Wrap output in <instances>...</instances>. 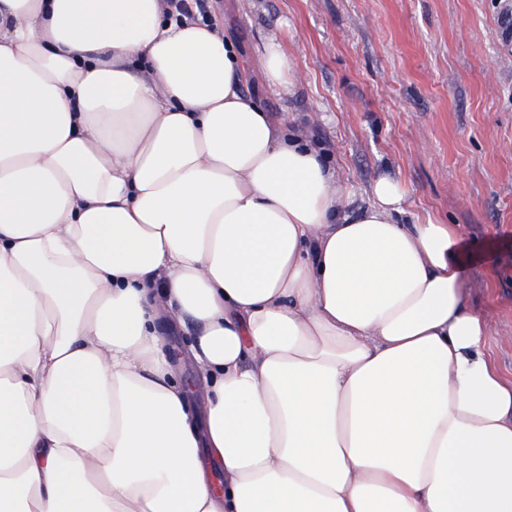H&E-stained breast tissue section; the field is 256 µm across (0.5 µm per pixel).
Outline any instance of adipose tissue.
Listing matches in <instances>:
<instances>
[{
  "label": "adipose tissue",
  "instance_id": "ef3b65f1",
  "mask_svg": "<svg viewBox=\"0 0 512 512\" xmlns=\"http://www.w3.org/2000/svg\"><path fill=\"white\" fill-rule=\"evenodd\" d=\"M246 79L167 0H0V512H512L451 225ZM168 341L169 346L171 348H179L182 351V354L187 353V349L189 344L191 343L192 336H188L185 332L182 331V328L179 326H174L168 333ZM187 357V355H186ZM175 365V371L178 381L181 384H184L188 388V384L201 383V377L198 375L194 366L190 363L189 358L187 360L179 359Z\"/></svg>",
  "mask_w": 512,
  "mask_h": 512
}]
</instances>
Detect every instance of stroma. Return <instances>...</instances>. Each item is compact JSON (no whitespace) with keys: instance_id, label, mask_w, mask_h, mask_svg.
<instances>
[{"instance_id":"obj_1","label":"stroma","mask_w":512,"mask_h":512,"mask_svg":"<svg viewBox=\"0 0 512 512\" xmlns=\"http://www.w3.org/2000/svg\"><path fill=\"white\" fill-rule=\"evenodd\" d=\"M248 72L243 91L305 128L353 206L382 176L408 221L453 225L469 311L512 377V16L505 0H203ZM275 38L300 80L268 84Z\"/></svg>"}]
</instances>
